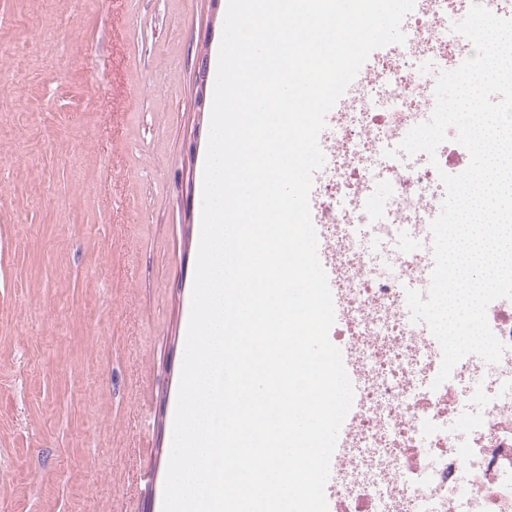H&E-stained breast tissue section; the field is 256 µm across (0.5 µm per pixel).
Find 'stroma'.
I'll list each match as a JSON object with an SVG mask.
<instances>
[{
  "label": "stroma",
  "mask_w": 512,
  "mask_h": 512,
  "mask_svg": "<svg viewBox=\"0 0 512 512\" xmlns=\"http://www.w3.org/2000/svg\"><path fill=\"white\" fill-rule=\"evenodd\" d=\"M228 0H0V512H162ZM195 86H196V108L204 112L206 106V87L208 81L207 53H200L195 67Z\"/></svg>",
  "instance_id": "1"
}]
</instances>
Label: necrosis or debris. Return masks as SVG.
Here are the masks:
<instances>
[{
  "label": "necrosis or debris",
  "instance_id": "necrosis-or-debris-1",
  "mask_svg": "<svg viewBox=\"0 0 512 512\" xmlns=\"http://www.w3.org/2000/svg\"><path fill=\"white\" fill-rule=\"evenodd\" d=\"M476 1L512 19V0H415L404 43L361 74L322 130L331 176L315 184L310 210L342 303L331 339L355 364L359 404L325 490L344 512H512V299L487 308L500 360L466 356L442 383L441 347L407 313V290L430 285L440 175L461 173L470 154L452 127L435 155L400 145L434 110L439 74L473 56L452 20ZM474 400L481 417L450 433L449 415Z\"/></svg>",
  "mask_w": 512,
  "mask_h": 512
}]
</instances>
